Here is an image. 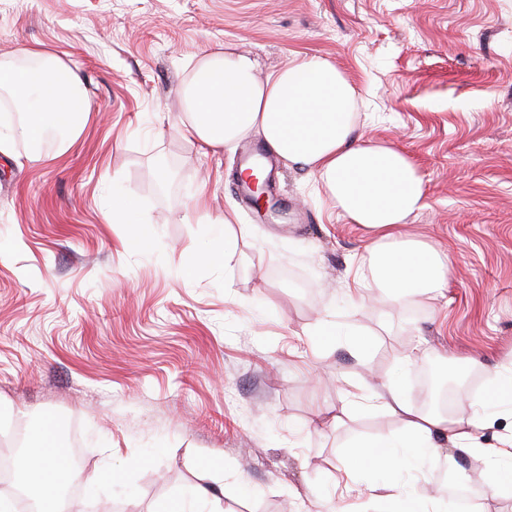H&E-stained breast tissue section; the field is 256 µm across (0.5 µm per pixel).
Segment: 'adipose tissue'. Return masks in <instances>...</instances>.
<instances>
[{
  "instance_id": "ef3b65f1",
  "label": "adipose tissue",
  "mask_w": 512,
  "mask_h": 512,
  "mask_svg": "<svg viewBox=\"0 0 512 512\" xmlns=\"http://www.w3.org/2000/svg\"><path fill=\"white\" fill-rule=\"evenodd\" d=\"M257 67L252 57L235 51L204 56L180 88L183 134L214 148L258 134L288 165L313 172L336 208L372 235L368 264L356 269L351 296L366 288L383 303L408 304L416 296L447 288V255L402 230L410 215L427 206L424 178L403 152L359 143L356 90L345 76L314 55L295 59L263 78ZM80 85L79 75L50 54L42 55L33 76L1 61L0 90L12 95L24 118L10 139H0V154H10L12 141H33L51 128L60 131L58 143L69 147L86 115H63L58 107L80 94ZM368 398L400 415L404 432L389 441L382 456L356 451L357 464L390 469L471 452L480 426L476 411L461 409L449 420L426 414L407 404L392 383L371 390ZM61 458V450L44 434L30 450L27 474L45 504L44 512H57Z\"/></svg>"
}]
</instances>
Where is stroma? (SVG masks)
<instances>
[{"label": "stroma", "mask_w": 512, "mask_h": 512, "mask_svg": "<svg viewBox=\"0 0 512 512\" xmlns=\"http://www.w3.org/2000/svg\"><path fill=\"white\" fill-rule=\"evenodd\" d=\"M227 46L263 75L297 53L344 74L361 141L424 177L428 206L404 230L448 254L446 289L350 302L369 236L313 173L279 165L262 219L233 177L262 138L215 150L180 135L179 88ZM25 47L81 76L90 116L65 152L19 140L0 157V456L52 419L93 489L70 512H197L200 486L216 512H381L373 485L449 512L438 463L350 455L404 428L353 384L392 381L422 406L433 364L452 410L484 418L458 465L472 512H512V496H485L512 481L487 454L512 436L496 390L512 371V0H0V59ZM227 214L250 232L213 265L201 248ZM137 230L151 248L129 247Z\"/></svg>", "instance_id": "1"}]
</instances>
